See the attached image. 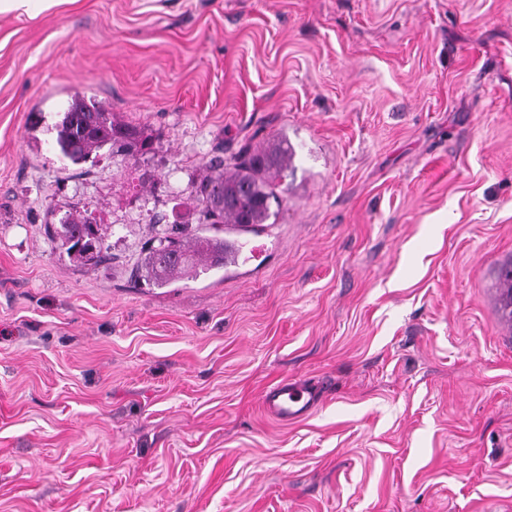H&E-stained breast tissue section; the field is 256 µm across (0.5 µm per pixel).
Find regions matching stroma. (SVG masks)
Segmentation results:
<instances>
[{"label": "stroma", "mask_w": 512, "mask_h": 512, "mask_svg": "<svg viewBox=\"0 0 512 512\" xmlns=\"http://www.w3.org/2000/svg\"><path fill=\"white\" fill-rule=\"evenodd\" d=\"M144 130L75 164L74 97ZM295 171L238 264L142 261L215 161ZM104 235L84 264L53 234ZM512 0L0 13V512H512ZM312 385L283 422L263 396ZM91 224L92 222L88 218H72L65 221L63 224H60V229L57 231V235L65 244L72 242L68 247V249L72 251L81 241ZM499 288H503L501 311L502 317L512 322V261H507L499 268Z\"/></svg>", "instance_id": "1"}]
</instances>
